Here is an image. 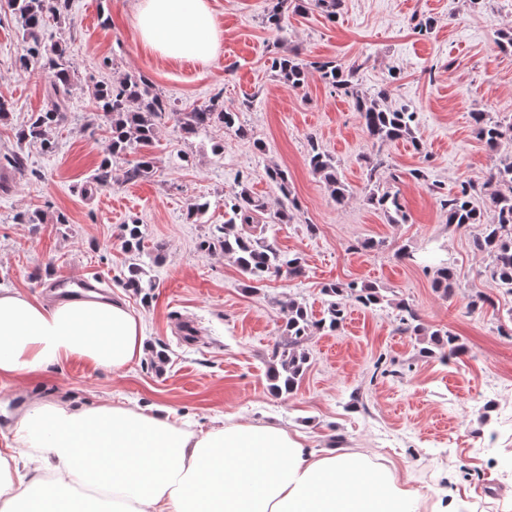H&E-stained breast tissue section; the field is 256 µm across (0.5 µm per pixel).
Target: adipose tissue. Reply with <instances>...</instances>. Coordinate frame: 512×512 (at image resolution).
<instances>
[{
	"mask_svg": "<svg viewBox=\"0 0 512 512\" xmlns=\"http://www.w3.org/2000/svg\"><path fill=\"white\" fill-rule=\"evenodd\" d=\"M144 46L161 56L206 63L221 32L208 0H139ZM145 352L141 318L124 302L99 298L45 302L0 291V377H40L72 359L122 371ZM0 448V512H55L63 493L112 494V512H416L419 495L393 468L356 452L320 453L300 435L229 422L195 433L154 404L133 410L105 402L37 400L13 414ZM37 466L15 482L18 449ZM261 473L246 493L239 464Z\"/></svg>",
	"mask_w": 512,
	"mask_h": 512,
	"instance_id": "1",
	"label": "adipose tissue"
}]
</instances>
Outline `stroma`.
Masks as SVG:
<instances>
[{
    "mask_svg": "<svg viewBox=\"0 0 512 512\" xmlns=\"http://www.w3.org/2000/svg\"><path fill=\"white\" fill-rule=\"evenodd\" d=\"M136 3L70 0L55 31L75 69L73 99L50 151L21 137L46 103L49 76L21 68V27L0 10V97L12 103L0 117V287L47 299L65 277L85 275L142 319L146 346L141 362L120 373L71 360L37 380L1 379L0 446L7 414L34 397L159 403L198 430L229 420L270 424L318 451L395 463L421 497L419 512H512V295L485 274L489 259L473 246L479 226L448 224L430 189L486 187L498 161L477 139L472 115L512 118V53L499 46L512 27V0H342L335 19L292 11L279 30L266 21L269 0H209L222 35L206 64L146 49ZM288 50L308 62L359 63L361 92L386 90L392 106L416 111L422 150L369 140L354 99L318 71L303 87L289 86L271 68ZM128 75L144 76L171 109L151 148L155 168L130 180L126 163L113 160L111 183L89 197L84 189L110 132L93 92L97 82ZM215 97L240 108V129L186 133L178 113ZM314 143L351 187L345 205L311 171ZM16 152L26 159L20 173L6 162ZM377 152L398 172L381 181L398 193L407 223H388L365 200L366 159ZM271 167L288 172L299 202L292 223L272 222L281 193L266 176ZM415 168L427 180L413 179ZM243 185L264 205L258 218L269 241L304 259V277L274 276L252 291L232 257L201 250L224 223L225 197ZM193 202L202 212L190 214ZM22 213L43 221L20 223ZM135 221L142 240L131 253L121 233ZM369 238L385 240V249L363 250ZM133 261L153 282L147 292L124 285ZM443 262L456 272L448 296L432 285ZM336 282L375 285L386 301L350 304L340 332L309 336L300 385L272 395L267 371L282 340L283 302L298 298L322 317V288ZM478 292L493 303L473 312L468 303ZM401 300L428 330L458 336L464 353L446 362L422 356L416 337L399 329Z\"/></svg>",
    "mask_w": 512,
    "mask_h": 512,
    "instance_id": "obj_1",
    "label": "stroma"
}]
</instances>
